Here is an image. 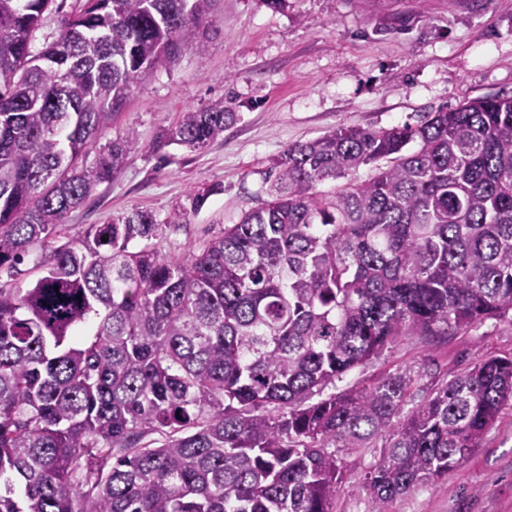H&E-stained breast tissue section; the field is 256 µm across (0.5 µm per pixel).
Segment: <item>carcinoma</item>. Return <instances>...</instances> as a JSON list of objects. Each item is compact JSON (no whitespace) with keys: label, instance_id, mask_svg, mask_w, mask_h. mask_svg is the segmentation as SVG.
I'll list each match as a JSON object with an SVG mask.
<instances>
[{"label":"carcinoma","instance_id":"obj_1","mask_svg":"<svg viewBox=\"0 0 512 512\" xmlns=\"http://www.w3.org/2000/svg\"><path fill=\"white\" fill-rule=\"evenodd\" d=\"M53 0H0V512H333L338 453L385 440L373 512L455 469L512 401V356L430 398L392 373L326 393L399 336L512 313V97L417 124L341 126L273 159L275 195L185 256L147 211L61 233L142 150L127 131L80 158L138 82L206 53L217 0H87L41 52ZM235 113H183L202 150ZM372 176L331 197L325 180ZM107 241H102V238ZM36 254L25 258L21 265H18V272L10 275L6 270L0 273V284L4 288H9L14 284H21L27 287L41 276V271L36 266Z\"/></svg>","mask_w":512,"mask_h":512}]
</instances>
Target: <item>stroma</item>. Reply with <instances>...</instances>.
Instances as JSON below:
<instances>
[{"label":"stroma","mask_w":512,"mask_h":512,"mask_svg":"<svg viewBox=\"0 0 512 512\" xmlns=\"http://www.w3.org/2000/svg\"><path fill=\"white\" fill-rule=\"evenodd\" d=\"M512 96V0H218L206 53L192 52L134 88L84 163L135 131L143 149L112 183L102 184L66 225L134 211L158 221L187 217L158 238L159 252L186 255L270 198V165L288 145L340 126L387 128L477 97ZM236 119L201 151L164 141L182 112L215 102ZM212 188L192 210L189 193ZM486 356H512V314L451 336H402L345 385L362 389L410 371L416 401ZM380 448L342 452L345 490L334 512H373L362 485ZM390 512H512V404L482 447L447 477L396 499Z\"/></svg>","instance_id":"1"}]
</instances>
